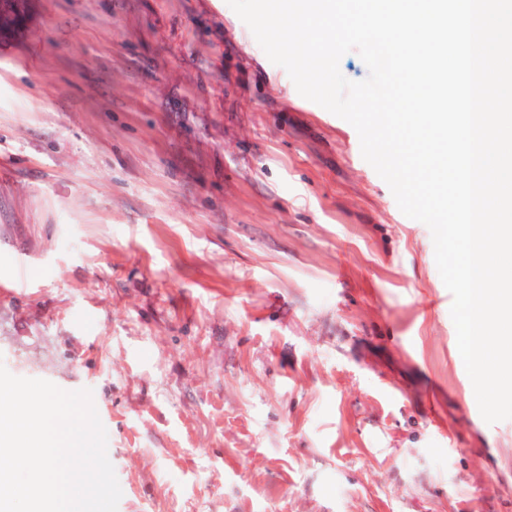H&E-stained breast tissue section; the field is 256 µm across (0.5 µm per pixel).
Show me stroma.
Segmentation results:
<instances>
[{"label":"stroma","mask_w":512,"mask_h":512,"mask_svg":"<svg viewBox=\"0 0 512 512\" xmlns=\"http://www.w3.org/2000/svg\"><path fill=\"white\" fill-rule=\"evenodd\" d=\"M432 235L227 0L0 32V363L89 389L118 512H512Z\"/></svg>","instance_id":"obj_1"}]
</instances>
